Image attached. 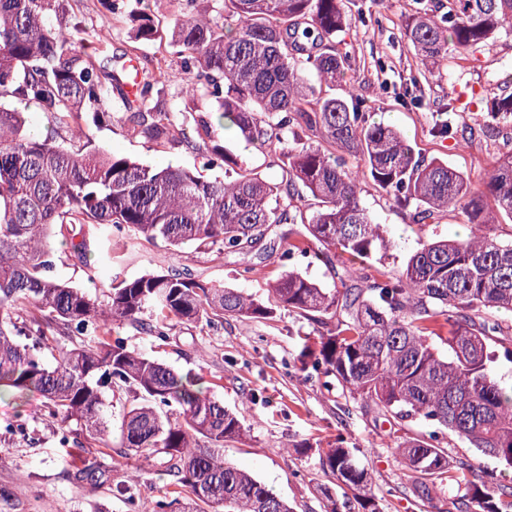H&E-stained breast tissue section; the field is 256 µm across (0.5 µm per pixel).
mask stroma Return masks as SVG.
I'll return each instance as SVG.
<instances>
[{
    "label": "stroma",
    "mask_w": 512,
    "mask_h": 512,
    "mask_svg": "<svg viewBox=\"0 0 512 512\" xmlns=\"http://www.w3.org/2000/svg\"><path fill=\"white\" fill-rule=\"evenodd\" d=\"M69 10L81 23V49L105 71L118 73L136 64L139 76H162L173 98H180L188 75L165 47L137 43L131 22L98 14L86 0H71ZM345 11L347 25L336 37V48L350 58L346 87L356 88L367 99L374 121L395 126L423 160H446L472 183L483 182L495 158L512 150V120L493 122L473 136L468 130L485 115L488 100L512 94V40L449 59L447 66L433 68L427 77L406 37L413 0H346ZM450 108L456 113L457 137H435V121ZM196 139L188 128L175 141L158 145L130 136L120 118L96 133L104 149L158 167L193 164L190 144ZM360 196L375 222L385 225L397 241L401 258L431 235L457 238L469 230L454 210L419 229L408 212L368 179L360 183ZM148 268L184 270L196 279L239 288L261 299L267 298L270 283L280 273L269 263L260 274L242 276L232 265L194 246L173 248L142 240L128 257L110 263L92 253L82 265L69 258L64 247H56L51 274L101 296L113 278H130ZM309 329L305 320L285 313L247 325L230 318L207 333L180 323L169 342L158 346L125 324L113 325L114 334L130 348L177 372L192 373L204 390L238 415L247 433L225 442V458L288 499L293 512H323V493L335 485L319 459L340 432L350 434L381 512H447V495L433 489L418 491L387 448L386 420L358 410L345 414L343 399L328 394L318 381L306 380L300 335ZM42 405L36 393L21 403L0 398V423L20 413L28 428L24 436L0 434V486L11 491L9 499H0V512H36L40 503L49 512H126L124 501L112 490L131 481L146 501L166 492L169 479L161 467H154L147 480L137 481L139 464L122 457L119 435H112L108 446L98 447L77 433L69 447H60L57 425L40 417ZM82 465L86 474L75 478L76 467Z\"/></svg>",
    "instance_id": "stroma-1"
}]
</instances>
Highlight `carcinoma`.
Here are the masks:
<instances>
[{"instance_id": "obj_1", "label": "carcinoma", "mask_w": 512, "mask_h": 512, "mask_svg": "<svg viewBox=\"0 0 512 512\" xmlns=\"http://www.w3.org/2000/svg\"><path fill=\"white\" fill-rule=\"evenodd\" d=\"M65 0H0V395L38 392L42 416L73 420L93 444L111 432L106 396L128 387L120 447L130 457L159 456L170 492L144 502L127 486L128 512H293L266 483L224 459V442L244 426L224 404L112 334L119 321L166 343L174 324L213 330L285 311L313 325L302 355L307 377L339 390L354 407L391 418L387 446L415 482L448 481L456 512H512V487L489 485L472 465L448 456L446 433L512 469V387L495 377L512 360V238L496 234L512 219V152L499 156L479 186L441 159L424 162L393 128L370 119L355 90L340 96L349 57L325 41L347 23L344 0H180L166 28L125 0L93 8L127 15L135 39L167 34L166 46L189 74L184 105L168 101L162 78L140 80L139 111L128 132L170 142L196 131L200 165H144L96 144L94 131L115 119L108 86L78 50ZM418 8L406 35L414 55L443 66L451 50L466 54L512 38V0H446ZM71 125L73 150L29 131L28 113ZM512 116V96L493 99L483 122ZM230 126L267 150L279 167L269 180L215 136ZM318 130L322 141L302 134ZM343 150L358 162L346 166ZM369 178L411 221L428 227L452 208L470 224L461 239L431 238L394 271L376 267L396 248L364 206ZM300 224L303 230L284 229ZM85 261L94 248L110 260L135 242L192 243L218 259L255 255L281 272L265 302L188 273L153 269L109 286L107 303L50 275L54 241ZM358 264L354 278L324 288L299 267L303 259ZM79 343L57 346V337ZM56 347L55 363L45 350ZM431 430L408 435L405 422ZM344 490L325 494L324 512H380L368 470L348 437L336 435L320 457Z\"/></svg>"}]
</instances>
